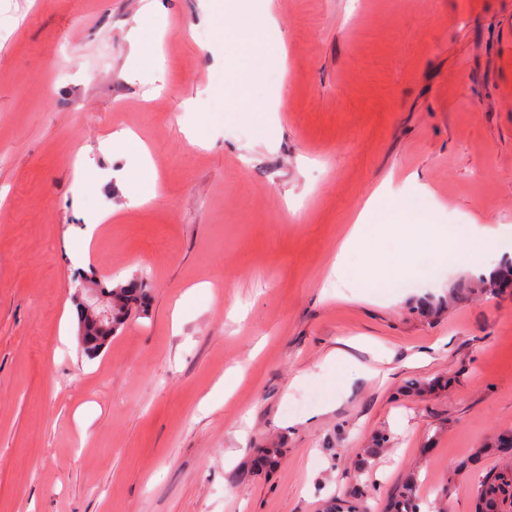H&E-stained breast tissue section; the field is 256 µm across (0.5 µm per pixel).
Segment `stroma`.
Instances as JSON below:
<instances>
[{"mask_svg": "<svg viewBox=\"0 0 512 512\" xmlns=\"http://www.w3.org/2000/svg\"><path fill=\"white\" fill-rule=\"evenodd\" d=\"M149 2L0 0V512H322L364 485L386 512L412 472L421 512H474L499 458L472 453L512 429V293L331 267L384 182L425 186L434 223L512 225V0H275L286 66L248 95L199 0ZM252 96L282 106L238 117ZM87 271L150 288L92 359L64 317ZM128 39L132 46L135 48L131 59L133 69L141 74L154 75L157 73L160 70L158 61L151 57L139 54V49L143 40V33L139 26L131 28L128 34Z\"/></svg>", "mask_w": 512, "mask_h": 512, "instance_id": "35a3bbf8", "label": "stroma"}]
</instances>
